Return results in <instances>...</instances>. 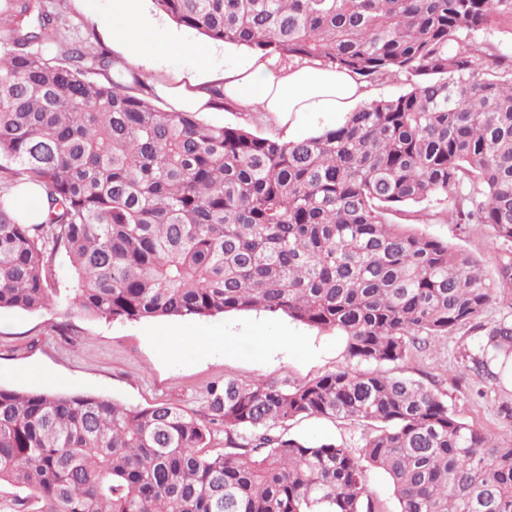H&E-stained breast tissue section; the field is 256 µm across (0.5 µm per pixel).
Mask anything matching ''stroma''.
Masks as SVG:
<instances>
[{
    "instance_id": "1",
    "label": "stroma",
    "mask_w": 512,
    "mask_h": 512,
    "mask_svg": "<svg viewBox=\"0 0 512 512\" xmlns=\"http://www.w3.org/2000/svg\"><path fill=\"white\" fill-rule=\"evenodd\" d=\"M51 7L62 18L64 36H87L111 50L102 27L112 19V0H91L87 12L80 11L74 0H52ZM144 52L154 64L138 73L150 86L159 76L188 70L202 60L221 70L252 56L251 50L209 40L187 27L180 30L179 43L163 53H156L149 43ZM199 118L209 125H241L260 136L295 139L336 127L344 116L303 112L286 124L276 115L235 106L203 112ZM452 207L451 201L435 200L428 203L423 219L411 220L396 212L388 219L472 254L485 279H493L498 251L491 228L448 222L445 214ZM65 318L72 325L67 336L56 330ZM206 332L218 335V343L204 345L200 337ZM472 351L473 338L462 329L406 363L387 365L386 370L439 389L456 418L512 443V380L474 374L468 358ZM348 363L344 340L336 331L264 312L128 322L78 313L67 317L55 306L36 313L0 309V386L4 388L83 393L137 408L167 402L199 415L209 389L225 379H265L292 387ZM366 431L361 422L322 416L295 420L283 429L290 437L353 450Z\"/></svg>"
}]
</instances>
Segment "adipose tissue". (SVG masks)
Returning a JSON list of instances; mask_svg holds the SVG:
<instances>
[{"label":"adipose tissue","instance_id":"obj_1","mask_svg":"<svg viewBox=\"0 0 512 512\" xmlns=\"http://www.w3.org/2000/svg\"><path fill=\"white\" fill-rule=\"evenodd\" d=\"M142 0H112V25L116 57L135 66L147 65L140 47L151 42L165 50L179 38L175 27L160 23L141 6ZM218 87L228 102L275 114L342 112L354 110L363 97L354 76L318 64L277 65L276 61L251 60L223 72L199 65L176 73L158 84L175 108L207 112L213 107L211 87Z\"/></svg>","mask_w":512,"mask_h":512}]
</instances>
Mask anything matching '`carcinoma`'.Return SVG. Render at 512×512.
Returning a JSON list of instances; mask_svg holds the SVG:
<instances>
[{"mask_svg": "<svg viewBox=\"0 0 512 512\" xmlns=\"http://www.w3.org/2000/svg\"><path fill=\"white\" fill-rule=\"evenodd\" d=\"M179 25L264 57L318 59L409 89L296 140L161 109L137 73L88 41L56 61L55 14L3 0L0 28V309L51 303L141 321L239 311L332 329L351 367L285 388L233 379L207 414L127 407L82 393L0 387V488L10 512H379L365 468L397 512H512V445L457 419L442 394L392 375L462 328L475 370L512 362V0H153ZM112 67L103 81L84 62ZM38 188L45 218L8 194ZM455 198L456 224H486L494 286L479 261L388 222ZM71 285L54 288L55 260ZM309 416L374 426L355 453L274 432ZM233 453L205 454L211 427ZM368 490L381 512H395L397 504L393 489L387 477L379 470L368 468L366 471Z\"/></svg>", "mask_w": 512, "mask_h": 512, "instance_id": "obj_1", "label": "carcinoma"}]
</instances>
